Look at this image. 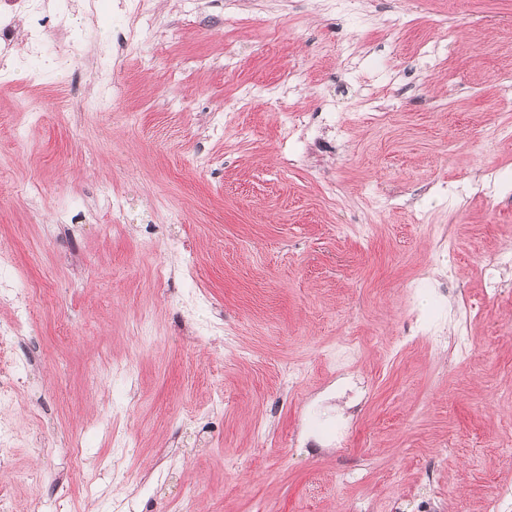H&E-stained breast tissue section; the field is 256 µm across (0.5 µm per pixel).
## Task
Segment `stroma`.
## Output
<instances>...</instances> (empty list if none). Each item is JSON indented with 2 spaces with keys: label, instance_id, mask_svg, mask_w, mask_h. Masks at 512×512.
Segmentation results:
<instances>
[{
  "label": "stroma",
  "instance_id": "obj_1",
  "mask_svg": "<svg viewBox=\"0 0 512 512\" xmlns=\"http://www.w3.org/2000/svg\"><path fill=\"white\" fill-rule=\"evenodd\" d=\"M70 2L84 56L49 24L46 78L0 77V246L44 291L0 497L512 512V0H150L107 57L127 0Z\"/></svg>",
  "mask_w": 512,
  "mask_h": 512
}]
</instances>
